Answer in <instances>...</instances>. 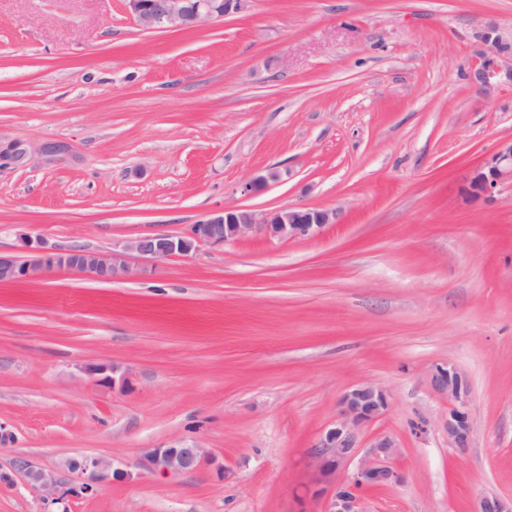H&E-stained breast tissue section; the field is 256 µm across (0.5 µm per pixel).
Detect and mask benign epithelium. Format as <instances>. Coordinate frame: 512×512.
I'll return each mask as SVG.
<instances>
[{
	"label": "benign epithelium",
	"mask_w": 512,
	"mask_h": 512,
	"mask_svg": "<svg viewBox=\"0 0 512 512\" xmlns=\"http://www.w3.org/2000/svg\"><path fill=\"white\" fill-rule=\"evenodd\" d=\"M247 3L248 0H125L127 12L144 30H185L205 20L239 12ZM480 39L484 51L481 63L470 70L472 83L485 94L501 85H512V31L489 26L480 33ZM278 178L279 173L271 170L243 183L240 192L245 196L256 195ZM505 178L512 179V141L500 144L481 162L472 193L476 196L490 194ZM337 221L338 213L330 209L288 206L257 212L225 206L208 213L182 235L161 231L146 233L129 240L119 251L48 247L41 241L34 246L28 240L26 247L33 252L30 259L22 260L0 252V283L40 279L57 271L111 282L128 276L129 266L125 260L128 253L158 261L174 255L188 256L201 242L222 247L254 235L278 240L309 238ZM429 385L451 403L445 421L448 440L453 448L465 452L473 433L466 411L469 397L466 380L456 368L437 364L429 372ZM389 406V392L373 382L355 385L342 394L336 421L319 436L312 454L314 478L309 494L313 499L324 498V512H363L361 504L365 492L401 479L392 465L399 452V445L392 436L377 437L367 453L358 457L361 431L382 417ZM355 459L358 464L354 470L338 477ZM207 460V453L198 444L174 442L145 449L137 467L154 474L176 476L199 471ZM13 467L43 503L44 512H66L55 510V506L68 498L90 497L102 485L133 478L129 469L115 464L114 460L90 454L67 457L55 468L17 456ZM64 473L73 475L71 483H63ZM473 512H512V499L485 494L479 498Z\"/></svg>",
	"instance_id": "1"
}]
</instances>
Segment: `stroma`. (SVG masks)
<instances>
[{
	"label": "stroma",
	"mask_w": 512,
	"mask_h": 512,
	"mask_svg": "<svg viewBox=\"0 0 512 512\" xmlns=\"http://www.w3.org/2000/svg\"><path fill=\"white\" fill-rule=\"evenodd\" d=\"M490 23L512 29V0H250L191 31L144 30L124 0H0V144L28 151L0 161L1 251L118 250L225 206L341 213L308 239L133 255L116 282L0 283V512H40L14 457L132 468L179 440L208 464L140 472L69 512H323L295 492L366 381L391 401L361 443L394 437L403 479L365 512L512 498V182L469 193L512 138V86L467 79ZM440 363L470 382L463 455L428 384Z\"/></svg>",
	"instance_id": "1"
}]
</instances>
